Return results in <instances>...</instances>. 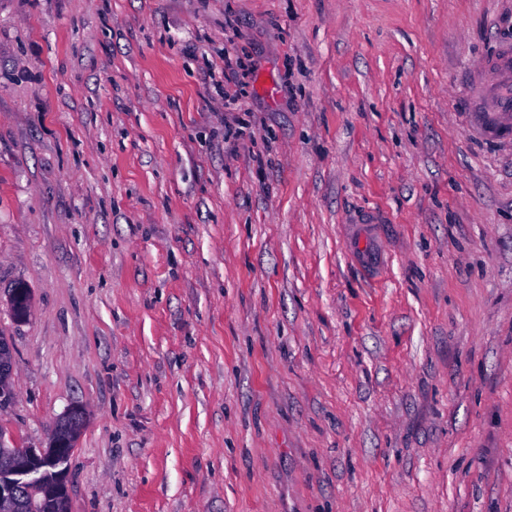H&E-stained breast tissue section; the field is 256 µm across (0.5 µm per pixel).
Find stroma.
<instances>
[{
	"instance_id": "stroma-1",
	"label": "stroma",
	"mask_w": 512,
	"mask_h": 512,
	"mask_svg": "<svg viewBox=\"0 0 512 512\" xmlns=\"http://www.w3.org/2000/svg\"><path fill=\"white\" fill-rule=\"evenodd\" d=\"M511 42L512 0H0V424L84 406L69 512H512L469 110ZM32 295L28 286L23 283H17L9 293V304L18 316V321L26 320L31 313ZM14 371L11 348L0 349V407L6 405L12 395L10 380Z\"/></svg>"
}]
</instances>
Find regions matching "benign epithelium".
Instances as JSON below:
<instances>
[{"label": "benign epithelium", "instance_id": "benign-epithelium-1", "mask_svg": "<svg viewBox=\"0 0 512 512\" xmlns=\"http://www.w3.org/2000/svg\"><path fill=\"white\" fill-rule=\"evenodd\" d=\"M32 295L20 282L9 293V304L18 316L26 320L31 313ZM14 371L12 350L0 349V407L12 395L10 380ZM86 424V413L76 406L69 409L55 424L46 446L22 447L14 435L0 425V445H13L11 454L0 466V509L20 512L24 495L41 493L51 504L52 512H69L67 485L68 463Z\"/></svg>", "mask_w": 512, "mask_h": 512}]
</instances>
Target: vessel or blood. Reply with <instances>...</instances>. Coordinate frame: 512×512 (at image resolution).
<instances>
[{
  "label": "vessel or blood",
  "mask_w": 512,
  "mask_h": 512,
  "mask_svg": "<svg viewBox=\"0 0 512 512\" xmlns=\"http://www.w3.org/2000/svg\"><path fill=\"white\" fill-rule=\"evenodd\" d=\"M484 74L471 95V110L481 125L512 123V46L506 45L482 62Z\"/></svg>",
  "instance_id": "1"
}]
</instances>
